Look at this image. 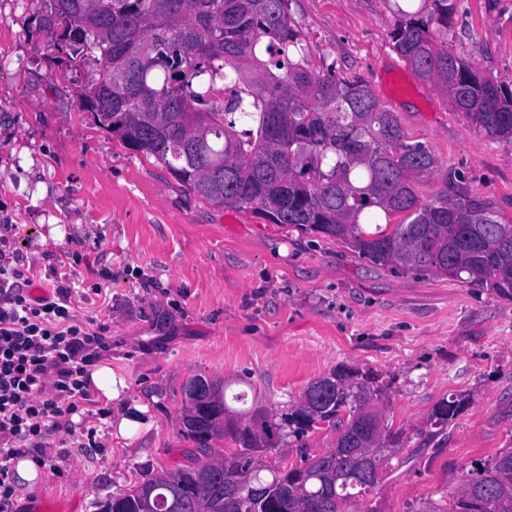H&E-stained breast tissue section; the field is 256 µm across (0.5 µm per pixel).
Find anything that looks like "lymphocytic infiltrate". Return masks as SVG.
I'll return each mask as SVG.
<instances>
[{"instance_id":"lymphocytic-infiltrate-1","label":"lymphocytic infiltrate","mask_w":512,"mask_h":512,"mask_svg":"<svg viewBox=\"0 0 512 512\" xmlns=\"http://www.w3.org/2000/svg\"><path fill=\"white\" fill-rule=\"evenodd\" d=\"M36 276L0 233V512L13 501L19 458L42 465L57 433L93 436L84 408L92 368L109 346L75 315L70 279L35 298L29 289Z\"/></svg>"}]
</instances>
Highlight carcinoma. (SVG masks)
<instances>
[{
    "mask_svg": "<svg viewBox=\"0 0 512 512\" xmlns=\"http://www.w3.org/2000/svg\"><path fill=\"white\" fill-rule=\"evenodd\" d=\"M289 7L290 0H47L39 27L68 64L95 67L81 107L197 196L334 238L376 265L448 276L512 300V220L456 178L436 200L420 202L414 180L436 167L432 150L405 138L364 79L316 73ZM456 12V0H402L392 47L479 132L511 138L512 87L432 37ZM395 215L403 220L394 225ZM217 387L219 399L182 411V434L208 460L113 493L118 512H143L146 496L163 499L168 512H348L405 447L404 432L375 409L386 386L368 372L340 365L290 412H256L243 424L246 411L231 408L224 384ZM464 406L443 400L431 419L446 425ZM322 423L336 429L335 447L297 467L256 463L286 430L302 435ZM224 439L238 450L218 448ZM368 448L387 449L371 482L359 462ZM236 477L265 504L245 492L227 498ZM406 512H512V448L466 472L447 498Z\"/></svg>",
    "mask_w": 512,
    "mask_h": 512,
    "instance_id": "obj_1",
    "label": "carcinoma"
}]
</instances>
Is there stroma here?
Wrapping results in <instances>:
<instances>
[{
	"label": "stroma",
	"instance_id": "35a3bbf8",
	"mask_svg": "<svg viewBox=\"0 0 512 512\" xmlns=\"http://www.w3.org/2000/svg\"><path fill=\"white\" fill-rule=\"evenodd\" d=\"M42 0H0V225L35 265V294L69 277L80 320L105 326L101 363L125 387L98 399L108 415L92 448H51L35 482L16 479L11 512H98L97 502L147 475L203 463L182 435V386L193 375L247 392L278 413L345 365L377 374L386 423L409 441L365 498L368 512L448 495L462 472L512 448V300L446 276L397 272L336 241L205 200L154 158L97 126L78 95L94 74L61 63L40 30ZM290 19L316 72L359 76L395 112L407 140L437 158L414 189L423 202L450 173L512 216V139L481 135L430 82L396 97L378 65L407 72L389 33L394 0H291ZM449 53L512 86V0H457ZM105 292L95 295L96 285ZM465 407L430 421L448 398ZM145 427L121 436L128 406ZM464 406V400L454 399V397L451 400H442L433 408L430 418L435 425H448L464 409Z\"/></svg>",
	"mask_w": 512,
	"mask_h": 512
}]
</instances>
